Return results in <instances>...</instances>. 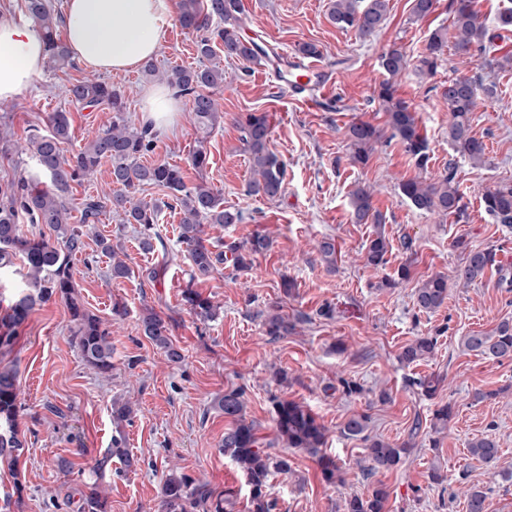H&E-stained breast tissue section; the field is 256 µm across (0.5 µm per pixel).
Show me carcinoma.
<instances>
[{"instance_id":"carcinoma-1","label":"carcinoma","mask_w":512,"mask_h":512,"mask_svg":"<svg viewBox=\"0 0 512 512\" xmlns=\"http://www.w3.org/2000/svg\"><path fill=\"white\" fill-rule=\"evenodd\" d=\"M26 11L40 31L50 61L71 66L67 44L58 34L62 17L53 13L51 0H26ZM389 0H330L329 20L341 30H354L367 39L373 36L387 19ZM448 11L453 14V39L456 53L468 59L481 58L491 68H512V54L499 51L495 40L499 35L490 29L475 8V0H448ZM178 22L189 31L200 34L197 50L200 65L196 68L173 67L159 72L154 62L144 66L145 76L165 82L180 96L189 98L190 114L194 124L208 132L219 124L221 113L211 90L224 86V66L214 61L215 48L222 47L224 58L251 64L266 50L258 39L245 32L241 0H180ZM448 50V28L433 29L427 45L414 64L420 75L434 77L439 61ZM410 60L402 47L392 44L379 56V67L387 79L378 84L374 95L384 107L391 137L398 138L406 153L415 162L419 175L399 183L402 194L416 209L443 217H451L457 224L469 221V200L460 191L456 163L437 176H424L430 162L429 143L418 125L417 111L412 103L396 96L394 81L408 67ZM478 83L469 77L448 81L442 98L448 109V141L460 157L473 167L484 166L486 145L472 133V116L477 107ZM76 104L91 108L106 104L112 110V122L98 130L83 147L70 155L64 145L73 136L67 112H53L48 117V130H34L28 136L36 175L50 182L46 187L37 180L21 179L0 185V268L20 262L26 270L27 289L0 316V352L10 351L15 340V329L29 318L35 306L54 297L64 300L76 326V344L83 360L101 373L112 371V343L102 323L89 313L74 294L70 257L85 247L83 231L70 223V209L66 193L72 184L92 175L101 161L112 162V194L85 198L81 221L94 224L106 208L124 224L139 226V245L145 252H153L161 241L155 226L161 206L181 214L179 241L187 252L192 276H208L224 264L232 272H248L256 256L266 253L271 246L269 237L255 234L240 243H227L207 237L204 226L239 224L244 215L239 210L224 208L217 190L201 181L189 187L183 171L177 165L166 163L145 165L141 158L152 152L156 136L148 124H137L126 111L120 92L99 78L77 79L68 89ZM240 140L248 154L250 178L247 192L268 201L278 200L284 193L287 164L269 149L270 124L263 112H248L237 120ZM349 157L357 165L367 164L374 145L381 138L380 130L366 121H356L345 133ZM146 186L168 191L170 201L160 205L138 198ZM351 217L355 224H373L376 231L365 245V262L374 268L387 263L392 244L382 231L383 217L373 207L372 194L358 186L350 193ZM484 211L497 224L512 227V183L500 184L487 190L481 197ZM25 216L33 225L46 224L56 232L50 241L43 233L25 232L18 217ZM453 248L462 256L457 281L469 285L483 278L486 271L499 275V283L512 288V264L496 260L497 249L487 247L475 250L461 235L454 239ZM414 303L426 313L438 311L448 299V277L437 274L427 277L415 289ZM183 301L201 320L218 316L219 306L194 288L182 291ZM257 316L262 319L266 335L279 338L293 333L300 318H290L281 307L271 305ZM143 335L162 350L173 363L183 360L180 349L170 336L169 322L152 309L141 317ZM463 347L486 359L512 361V320L504 319L486 333H473L462 339ZM438 337L419 336L406 344L398 359L412 365L435 354ZM441 378L421 376L412 385L423 396L431 399L439 390ZM217 407L230 419L231 427L224 432L221 448L242 470L251 488L253 512H274L275 501L267 498L265 489L273 473L292 472L288 458L271 452L279 442L288 448H297L315 458L323 479L336 483L340 468L336 458L323 450L326 428L306 406L292 400L276 398L274 408V438L259 435V427L245 416L244 392L240 388L224 391L216 401ZM21 402L17 373L0 368V462L16 468L25 449L24 435L19 428ZM369 417L354 414L341 427L346 438L365 443L362 472L372 477L383 471L396 469L412 447V441L390 443L367 435ZM469 453L490 466L498 458L497 440L486 435L468 445ZM123 460L132 469L136 460L125 448L121 429L112 436L111 447L97 459L93 473L102 475L112 465V458ZM462 495L467 512H489V491L477 485L464 486ZM388 493L383 485L374 487L371 494L353 495L344 500L343 512H384ZM161 512H224V499L214 496L202 481L185 473H169L161 489Z\"/></svg>"}]
</instances>
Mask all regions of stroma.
Listing matches in <instances>:
<instances>
[{
  "mask_svg": "<svg viewBox=\"0 0 512 512\" xmlns=\"http://www.w3.org/2000/svg\"><path fill=\"white\" fill-rule=\"evenodd\" d=\"M247 34H259L285 59L297 55L304 42L318 44L323 54V80L333 86L334 110L310 107L285 83L273 78L272 67H249L229 61L224 85L216 91L224 117L207 139L208 163L194 169L189 161L197 135L189 122V101H182L172 128L161 131L147 162L182 167L187 185L206 181L219 189L224 205L243 211L242 223L214 228V235L242 242L256 233L269 236L271 249L257 256L253 270L232 277L220 270L200 279L203 295L219 302L218 318L201 322L182 300L189 278V262L180 244V217L162 209L157 230L165 253L140 250L137 225L122 224L111 212L86 225L85 247L71 261L75 291L83 305L99 316L110 332L113 369L102 374L87 366L73 340L75 328L63 301L52 299L35 307L16 330L10 354L0 366L17 369L22 410L19 426L26 449L17 471L0 467V494L21 481L23 491L12 512H80L91 470L101 452L122 431L125 446L137 461L134 470L113 463L100 486L106 512H160V490L170 470L208 484L215 494L231 491L226 512H250V488L242 471L219 450L229 426L215 400L230 388L245 392L246 416L261 436L274 435L273 400L286 398L312 410L328 429L325 450L336 457L342 480L326 483L307 453L277 446L291 461L290 474H275L267 494L275 512H338L350 495H368L376 485L388 492L385 512H466L458 496L460 472L471 483L489 488L490 512H512V484L502 481L512 472V361L495 362L465 350L462 336L492 330L512 320V291L497 287L494 274L469 286L453 275L461 264L452 242L465 236L482 249L498 245L512 262V228L493 223L480 204L482 194L501 180L512 181V70L498 71L480 61L452 55L434 77L408 67L396 81L399 96L418 108L421 130L431 153L428 172L444 170L456 160L458 180L470 200V221L454 223L415 209L401 195L400 181L414 177V161L397 141L376 144L367 165L351 164L344 138L348 124L361 119L386 129L387 118L373 90L384 78L378 66L390 45L403 48L409 59L424 50L431 30L449 26L448 0L428 17L417 20L413 0H390L387 22L368 39L336 28L327 15L328 0H243ZM195 35L172 25L155 59L159 69L197 67ZM79 66L46 64L42 73L14 100L0 118V184L28 177L34 166L25 152L33 128L44 127L50 113L67 111L73 127L70 150L112 121L109 108H81L67 90L71 81L86 77ZM479 78L495 84L492 98H480L472 130L487 146L486 163L472 167L456 159L448 141V109L441 93L450 78ZM244 112L269 116V146L287 163L284 196L271 202L249 195L248 156L239 140L235 120ZM373 189V205L385 218V234L392 244L385 266L364 263V245L373 225L350 220L349 194L356 185ZM111 164L101 162L94 176L73 185L68 194L72 223L81 222L88 196L111 193ZM414 241L413 253L399 246L402 235ZM111 240L131 269L128 278L112 280L111 258L102 254L98 237ZM334 238L335 268H328L316 246ZM410 263L411 277L391 289H377L384 276ZM158 271L154 280L142 277L144 268ZM449 275L448 301L437 312L416 308L412 292L428 276ZM293 279L291 296L280 289L282 278ZM127 309L123 319L112 317L114 303ZM336 308L333 318L318 316L324 303ZM280 305L284 313H304L308 320L294 334L271 339L256 318L257 310ZM154 309L169 318L171 338L182 348V362H169L146 339L140 316ZM438 334L433 358L407 366L400 363L402 348L415 337ZM286 382H278L276 370ZM435 374L442 383L435 399L413 391L409 381ZM356 381L362 393L347 396L340 379ZM388 392L380 401V392ZM486 400L474 401L475 392ZM128 401L136 409L132 421L116 427L113 401ZM449 403L454 415L447 429L429 426L435 406ZM355 413L369 415L370 435L401 443L410 438L414 419L423 426L414 437L404 462L395 470L365 477L358 465L364 443L341 435L342 424ZM495 435L500 454L495 465L472 459L468 444ZM68 468H60V460ZM438 469L440 481L429 477Z\"/></svg>",
  "mask_w": 512,
  "mask_h": 512,
  "instance_id": "obj_1",
  "label": "stroma"
}]
</instances>
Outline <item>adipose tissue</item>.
I'll return each instance as SVG.
<instances>
[{"label": "adipose tissue", "mask_w": 512, "mask_h": 512, "mask_svg": "<svg viewBox=\"0 0 512 512\" xmlns=\"http://www.w3.org/2000/svg\"><path fill=\"white\" fill-rule=\"evenodd\" d=\"M174 19V0H67L71 56L92 73H128L157 56ZM46 63L40 33L23 18L0 16V103L13 100ZM180 109L175 91L160 85L144 96V121L169 128Z\"/></svg>", "instance_id": "ef3b65f1"}]
</instances>
